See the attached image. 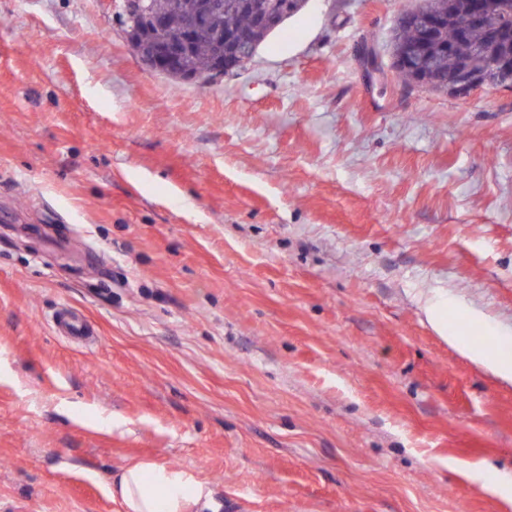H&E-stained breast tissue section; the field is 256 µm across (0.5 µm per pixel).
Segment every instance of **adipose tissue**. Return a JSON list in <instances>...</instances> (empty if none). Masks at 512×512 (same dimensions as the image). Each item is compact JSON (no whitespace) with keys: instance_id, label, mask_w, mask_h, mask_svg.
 Masks as SVG:
<instances>
[{"instance_id":"adipose-tissue-1","label":"adipose tissue","mask_w":512,"mask_h":512,"mask_svg":"<svg viewBox=\"0 0 512 512\" xmlns=\"http://www.w3.org/2000/svg\"><path fill=\"white\" fill-rule=\"evenodd\" d=\"M422 310L437 331L458 346L466 358L512 383V339L502 338L493 350L465 344L449 334L438 302L426 301ZM112 496L121 501L125 512H204L211 503L212 491L191 472L141 462L122 467L114 474Z\"/></svg>"}]
</instances>
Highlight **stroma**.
<instances>
[{
	"label": "stroma",
	"mask_w": 512,
	"mask_h": 512,
	"mask_svg": "<svg viewBox=\"0 0 512 512\" xmlns=\"http://www.w3.org/2000/svg\"><path fill=\"white\" fill-rule=\"evenodd\" d=\"M416 0H308L238 71H148L116 0H0V512H512V90L391 68ZM70 307L93 330L60 336ZM428 321L446 339L448 343L456 345L461 353L471 362L480 365L488 372L505 382L512 383V339L503 337L498 347L494 350H486L463 343L458 336L448 331L442 315L439 303L428 300L422 306ZM448 335V336H446ZM112 497L125 512H203L192 510L209 508L212 491L191 472L141 462L114 474Z\"/></svg>",
	"instance_id": "1"
}]
</instances>
